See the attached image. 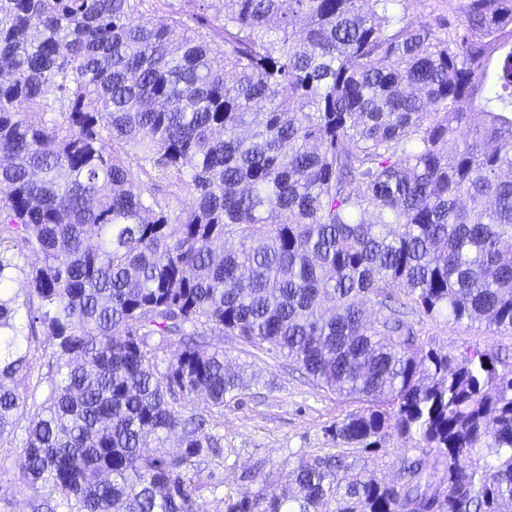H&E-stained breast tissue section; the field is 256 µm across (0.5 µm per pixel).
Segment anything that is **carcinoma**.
Listing matches in <instances>:
<instances>
[{
	"label": "carcinoma",
	"mask_w": 512,
	"mask_h": 512,
	"mask_svg": "<svg viewBox=\"0 0 512 512\" xmlns=\"http://www.w3.org/2000/svg\"><path fill=\"white\" fill-rule=\"evenodd\" d=\"M401 2L0 0V436L51 512H198L224 335L361 403L333 440L413 443L261 460L224 512H512V364L408 319L512 331V0L443 38Z\"/></svg>",
	"instance_id": "obj_1"
}]
</instances>
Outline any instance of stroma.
<instances>
[{
    "label": "stroma",
    "mask_w": 512,
    "mask_h": 512,
    "mask_svg": "<svg viewBox=\"0 0 512 512\" xmlns=\"http://www.w3.org/2000/svg\"><path fill=\"white\" fill-rule=\"evenodd\" d=\"M426 345L438 351L458 354L476 348L512 354V332L493 331L477 322L455 323L423 313L411 317ZM223 350L231 368H240L248 383L239 401L229 403L221 414H213L205 397H197L196 412L213 415L217 432L224 438L220 458L224 484L204 488L197 494L200 512H224V491H250L241 475L257 461L275 464L302 454L333 453L336 443L328 429L356 410L352 400L318 387L283 360L242 344L236 337L213 340ZM406 445L390 437L383 450L366 455L350 450L351 459L366 463L376 476L396 477Z\"/></svg>",
    "instance_id": "1"
}]
</instances>
